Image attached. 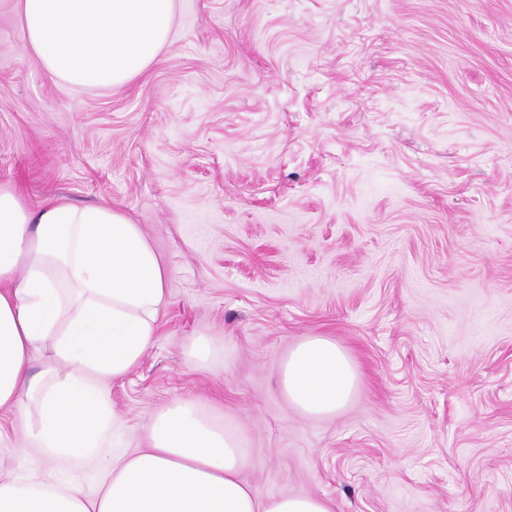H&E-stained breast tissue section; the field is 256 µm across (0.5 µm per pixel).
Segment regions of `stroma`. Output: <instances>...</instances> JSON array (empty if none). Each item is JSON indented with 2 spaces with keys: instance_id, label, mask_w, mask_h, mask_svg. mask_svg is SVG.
<instances>
[{
  "instance_id": "obj_1",
  "label": "stroma",
  "mask_w": 512,
  "mask_h": 512,
  "mask_svg": "<svg viewBox=\"0 0 512 512\" xmlns=\"http://www.w3.org/2000/svg\"><path fill=\"white\" fill-rule=\"evenodd\" d=\"M0 182L112 203L167 271L103 451L181 400L260 496L512 512V0H176L160 62L107 92L45 77L0 0ZM307 336L358 367L331 417L278 390ZM37 419L0 409V474L93 493L95 457L18 454Z\"/></svg>"
}]
</instances>
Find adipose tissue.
<instances>
[{"label":"adipose tissue","mask_w":512,"mask_h":512,"mask_svg":"<svg viewBox=\"0 0 512 512\" xmlns=\"http://www.w3.org/2000/svg\"><path fill=\"white\" fill-rule=\"evenodd\" d=\"M176 0H16L36 65L70 87L109 91L158 62ZM166 272L139 225L102 203L65 198L31 206L0 184V408L39 405L27 446L85 457L110 420L104 383L152 346ZM51 351L41 373L36 355ZM357 374L332 339L289 351L278 385L289 406L330 417ZM240 435L175 401L149 426L147 447L109 461L94 495L43 473L0 480V512H331L314 495L258 497L242 478Z\"/></svg>","instance_id":"obj_1"}]
</instances>
